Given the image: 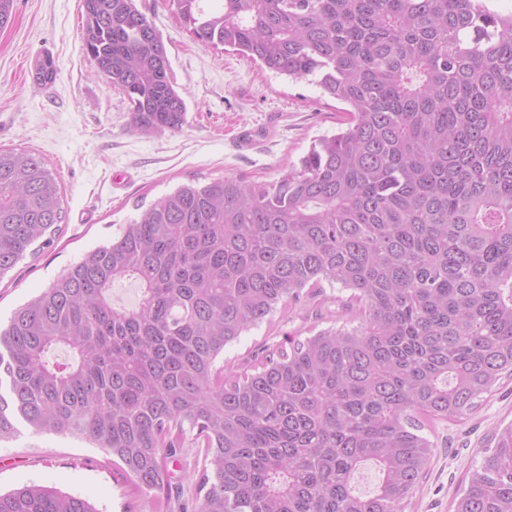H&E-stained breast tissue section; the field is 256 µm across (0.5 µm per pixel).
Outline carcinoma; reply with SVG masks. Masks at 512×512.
<instances>
[{
	"label": "carcinoma",
	"mask_w": 512,
	"mask_h": 512,
	"mask_svg": "<svg viewBox=\"0 0 512 512\" xmlns=\"http://www.w3.org/2000/svg\"><path fill=\"white\" fill-rule=\"evenodd\" d=\"M209 46L347 105L274 181L174 187L0 327V441L16 424L83 439L147 494L205 448L195 512H404L437 443L512 378V12L488 0H167ZM83 48L127 96L131 129L187 107L136 0H83ZM45 161L0 149V278L53 243ZM137 284L134 306L112 286ZM356 308L220 375L224 348L322 282ZM374 465L369 493L352 486ZM452 512H512V424ZM0 512H97L58 489Z\"/></svg>",
	"instance_id": "obj_1"
}]
</instances>
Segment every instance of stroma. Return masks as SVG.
Listing matches in <instances>:
<instances>
[{"mask_svg":"<svg viewBox=\"0 0 512 512\" xmlns=\"http://www.w3.org/2000/svg\"><path fill=\"white\" fill-rule=\"evenodd\" d=\"M136 4L159 32L170 79L186 102L182 130L131 131L125 94L83 49L82 0H14L13 22L0 30V148L44 159L61 186L65 213L54 242L0 278L1 323L178 184L227 175L272 180L347 118L314 83L274 77L246 57L204 45L166 0ZM45 52L58 73L50 86L38 87L29 64ZM347 308L348 294L338 288L304 291L286 314L227 347L224 363L246 368L264 346L308 336L317 317L331 323ZM511 423L512 380L468 418L435 423L438 449L405 512H449L462 480L492 447L493 433ZM203 456L198 445L177 454L181 476L163 508L88 442L23 427L0 442V490L53 487L88 500L97 512H179V503L195 494Z\"/></svg>","mask_w":512,"mask_h":512,"instance_id":"obj_1","label":"stroma"}]
</instances>
